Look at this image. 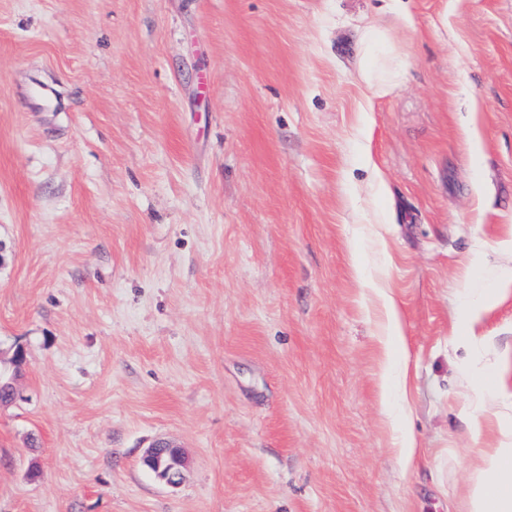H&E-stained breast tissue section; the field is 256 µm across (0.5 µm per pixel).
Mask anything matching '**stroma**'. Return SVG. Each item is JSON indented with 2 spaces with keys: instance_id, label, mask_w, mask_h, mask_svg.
Listing matches in <instances>:
<instances>
[{
  "instance_id": "stroma-1",
  "label": "stroma",
  "mask_w": 512,
  "mask_h": 512,
  "mask_svg": "<svg viewBox=\"0 0 512 512\" xmlns=\"http://www.w3.org/2000/svg\"><path fill=\"white\" fill-rule=\"evenodd\" d=\"M509 277L512 0H0V512H453L512 427V295L465 291ZM364 63L359 77L375 95H386L402 80L403 67L392 35L386 26L368 23L360 36ZM384 316V335L386 342H396L404 345L405 338L402 324V314L395 299L383 289H379ZM144 463L154 469L168 485L180 484L185 462L177 448L166 442L155 443L144 457ZM162 465L164 466L162 467Z\"/></svg>"
}]
</instances>
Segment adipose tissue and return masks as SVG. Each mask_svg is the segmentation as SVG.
Returning <instances> with one entry per match:
<instances>
[{
	"label": "adipose tissue",
	"instance_id": "1",
	"mask_svg": "<svg viewBox=\"0 0 512 512\" xmlns=\"http://www.w3.org/2000/svg\"><path fill=\"white\" fill-rule=\"evenodd\" d=\"M364 63L359 77L385 95L402 80V62L389 27L366 24L360 36ZM469 493L460 512H512V428L497 445L480 449L468 465Z\"/></svg>",
	"mask_w": 512,
	"mask_h": 512
}]
</instances>
